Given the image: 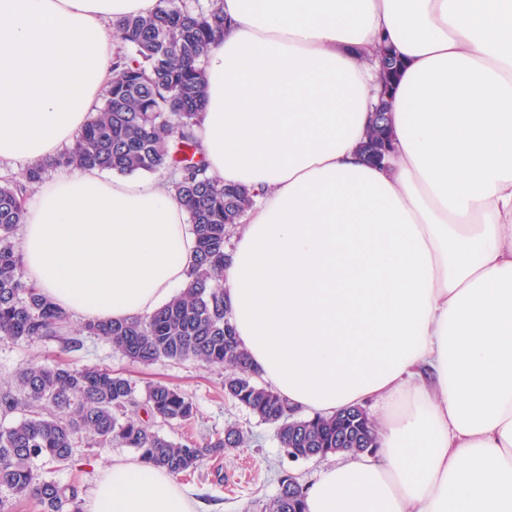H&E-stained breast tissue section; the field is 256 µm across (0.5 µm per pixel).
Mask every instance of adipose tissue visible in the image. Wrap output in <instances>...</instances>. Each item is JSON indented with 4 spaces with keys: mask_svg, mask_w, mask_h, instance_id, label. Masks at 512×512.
<instances>
[{
    "mask_svg": "<svg viewBox=\"0 0 512 512\" xmlns=\"http://www.w3.org/2000/svg\"><path fill=\"white\" fill-rule=\"evenodd\" d=\"M203 60L211 174L255 190L224 269L253 368L294 408L377 405V456L304 488L305 512H512V0H223ZM157 0H0V164L69 148L99 104L113 21ZM390 44L384 165L360 146ZM27 278L122 321L186 284L195 239L159 180L59 171L25 204ZM84 512H197L141 459Z\"/></svg>",
    "mask_w": 512,
    "mask_h": 512,
    "instance_id": "ef3b65f1",
    "label": "adipose tissue"
}]
</instances>
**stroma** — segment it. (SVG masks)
I'll return each mask as SVG.
<instances>
[{
  "label": "stroma",
  "instance_id": "stroma-1",
  "mask_svg": "<svg viewBox=\"0 0 512 512\" xmlns=\"http://www.w3.org/2000/svg\"><path fill=\"white\" fill-rule=\"evenodd\" d=\"M31 361H59L77 367L98 365L132 377L141 387L161 383L183 391L196 406L192 427L175 422L154 425L156 431L174 441L189 435L205 443L230 424L246 431L249 442L245 447L208 457L200 471L184 477V484L196 491L203 512H264L278 492L281 476L293 475L304 485L340 460L339 455L330 454L321 460L288 461L273 427L225 397V369L221 366L203 367L192 361L169 360L137 364L114 351L109 343L94 338L86 339L78 351L64 349L55 341L26 343L0 339V388L14 386L19 369ZM129 454L128 448L118 444L93 450L82 446L75 450L73 467L57 472L56 478L64 484L76 483L84 492L92 485L99 468Z\"/></svg>",
  "mask_w": 512,
  "mask_h": 512
}]
</instances>
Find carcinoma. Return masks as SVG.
I'll use <instances>...</instances> for the list:
<instances>
[{
    "instance_id": "obj_1",
    "label": "carcinoma",
    "mask_w": 512,
    "mask_h": 512,
    "mask_svg": "<svg viewBox=\"0 0 512 512\" xmlns=\"http://www.w3.org/2000/svg\"><path fill=\"white\" fill-rule=\"evenodd\" d=\"M112 34L127 51H116L112 80L103 105L60 155L29 165L21 182H0V338L14 342L54 340L69 350L98 337L133 362L195 361L229 368L224 395L275 429L280 448L315 454L324 448L361 453L377 442L374 421L346 408L332 416H299L288 401L258 382L241 348L224 300L227 241L253 205V194L226 186L206 173L196 127L204 106L201 59L224 37L219 0H158L149 16H126L112 23ZM382 62L378 81L388 88L400 62L383 43L370 47ZM387 119L375 120L361 145L369 163L383 161ZM91 167L120 175L158 173L184 206L196 239L186 287L151 315L125 321L86 320L74 327L70 315L25 278L16 240L24 224V201L48 171ZM144 407L147 419L127 415ZM21 411L0 427V489L32 502L36 512H81L80 491L63 485L53 471L74 464L73 449L108 448L118 443L151 466L175 476L198 470L207 456L246 443L242 430L200 446L174 441L153 424L190 422L192 400L163 384L138 387L132 379L99 366L33 363L17 375L16 389L0 391V412ZM268 512H304L302 492L291 477L280 480Z\"/></svg>"
}]
</instances>
